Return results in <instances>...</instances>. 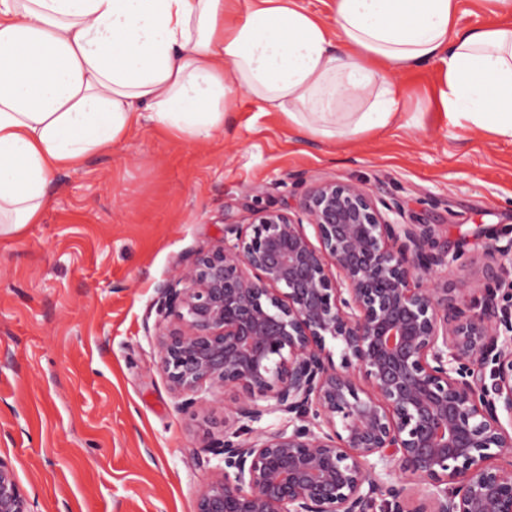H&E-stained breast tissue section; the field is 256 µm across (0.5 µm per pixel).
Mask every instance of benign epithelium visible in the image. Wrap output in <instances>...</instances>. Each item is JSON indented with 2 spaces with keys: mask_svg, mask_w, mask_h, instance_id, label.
Instances as JSON below:
<instances>
[{
  "mask_svg": "<svg viewBox=\"0 0 512 512\" xmlns=\"http://www.w3.org/2000/svg\"><path fill=\"white\" fill-rule=\"evenodd\" d=\"M465 256L333 181L225 224L159 283L157 367L180 406L239 392L196 512H512V239L486 238L482 277L452 289ZM0 512H33L2 457Z\"/></svg>",
  "mask_w": 512,
  "mask_h": 512,
  "instance_id": "benign-epithelium-1",
  "label": "benign epithelium"
}]
</instances>
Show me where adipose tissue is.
Segmentation results:
<instances>
[{
    "instance_id": "1",
    "label": "adipose tissue",
    "mask_w": 512,
    "mask_h": 512,
    "mask_svg": "<svg viewBox=\"0 0 512 512\" xmlns=\"http://www.w3.org/2000/svg\"><path fill=\"white\" fill-rule=\"evenodd\" d=\"M0 0V236L39 223L50 177L141 118L187 141L240 91L289 127L352 141L404 110L394 71L443 63L449 116L512 139V25L460 32L458 0Z\"/></svg>"
}]
</instances>
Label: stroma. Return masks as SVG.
<instances>
[{
	"instance_id": "obj_1",
	"label": "stroma",
	"mask_w": 512,
	"mask_h": 512,
	"mask_svg": "<svg viewBox=\"0 0 512 512\" xmlns=\"http://www.w3.org/2000/svg\"><path fill=\"white\" fill-rule=\"evenodd\" d=\"M392 79L399 122L353 141L298 132L241 93L205 141L142 121L55 171L41 222L0 237V457L35 512H195L237 393L181 410L150 328L156 285L217 245L224 220L353 181L467 240L472 261L452 285L481 277V234L512 238V140L448 117L440 64Z\"/></svg>"
}]
</instances>
